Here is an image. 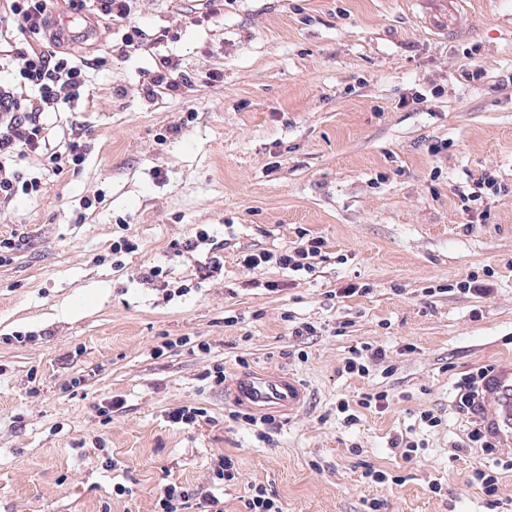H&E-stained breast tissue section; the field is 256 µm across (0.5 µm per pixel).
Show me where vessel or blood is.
Listing matches in <instances>:
<instances>
[{"label":"vessel or blood","instance_id":"b4317fda","mask_svg":"<svg viewBox=\"0 0 512 512\" xmlns=\"http://www.w3.org/2000/svg\"><path fill=\"white\" fill-rule=\"evenodd\" d=\"M225 396L233 404L253 410L295 412L303 392L296 381L278 374L240 373ZM482 427L498 450L512 454V360L501 363L480 387Z\"/></svg>","mask_w":512,"mask_h":512}]
</instances>
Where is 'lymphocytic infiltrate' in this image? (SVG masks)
I'll use <instances>...</instances> for the list:
<instances>
[{
  "label": "lymphocytic infiltrate",
  "instance_id": "1",
  "mask_svg": "<svg viewBox=\"0 0 512 512\" xmlns=\"http://www.w3.org/2000/svg\"><path fill=\"white\" fill-rule=\"evenodd\" d=\"M57 0H0V42L9 41L10 29L20 34L46 31ZM22 66L16 84L0 83V210L8 208L18 194L38 191L37 179L25 178L16 163L29 154L46 151L55 171L80 165L87 145L81 139L70 140L64 149L48 150V138L39 117L58 111L79 98L86 84L83 65L57 56L36 40L20 54ZM324 240L302 238L297 247L274 254L246 255L245 265L256 268L276 263L283 270L312 272L313 258L321 255ZM198 501L208 512H224L220 499L211 492L192 490L177 484L166 485L158 500L159 512H185L190 501Z\"/></svg>",
  "mask_w": 512,
  "mask_h": 512
}]
</instances>
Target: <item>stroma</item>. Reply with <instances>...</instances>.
I'll return each instance as SVG.
<instances>
[{"label": "stroma", "instance_id": "stroma-1", "mask_svg": "<svg viewBox=\"0 0 512 512\" xmlns=\"http://www.w3.org/2000/svg\"><path fill=\"white\" fill-rule=\"evenodd\" d=\"M209 9L137 0L133 44L98 16L60 47L89 62L87 83L40 121L50 149L79 132L91 145L60 172L39 152L21 160L41 190L0 212V237L21 239L0 266V512H156L169 483L212 491L224 512H244L260 485L285 512H512V472L496 508L471 482L486 456L461 447L454 388L512 358V0H457L454 36L438 0ZM165 57L180 91L148 94ZM486 173L501 192L463 211ZM202 229L212 246L175 252ZM302 232L325 242L313 272L244 265ZM122 237L136 250L113 254ZM213 246L224 267L210 274ZM153 266L156 281H140ZM486 267L489 295L456 290ZM352 283L366 293L337 297ZM302 322L317 334L293 336ZM367 346L385 361L342 373ZM217 363L230 380L294 376L303 408L258 441L202 381ZM374 391L389 408L344 423L337 401ZM115 396L124 406L103 420ZM181 406L206 420L173 423ZM427 409L441 426L420 422ZM401 435L422 443L412 462L391 445ZM224 456L234 481L215 477Z\"/></svg>", "mask_w": 512, "mask_h": 512}]
</instances>
